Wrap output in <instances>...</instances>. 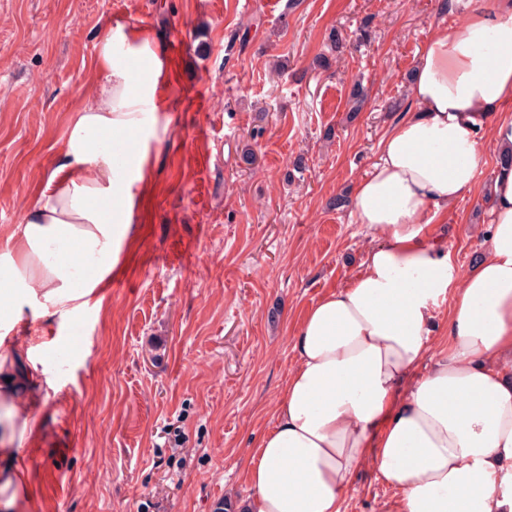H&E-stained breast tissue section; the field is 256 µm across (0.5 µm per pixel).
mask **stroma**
Masks as SVG:
<instances>
[{
    "instance_id": "1",
    "label": "stroma",
    "mask_w": 512,
    "mask_h": 512,
    "mask_svg": "<svg viewBox=\"0 0 512 512\" xmlns=\"http://www.w3.org/2000/svg\"><path fill=\"white\" fill-rule=\"evenodd\" d=\"M463 17L457 0H0V252L97 94L98 30L183 49L166 131L142 137L152 165L134 238L76 355L46 368L56 394L32 406L44 425L24 447L23 512H219L252 495L249 455L275 423L294 332L372 244L332 203L408 105L422 44ZM480 146L479 190L431 235L463 271L485 252L497 169L490 132ZM392 498L367 463L343 512H387Z\"/></svg>"
}]
</instances>
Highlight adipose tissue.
Instances as JSON below:
<instances>
[{"label":"adipose tissue","mask_w":512,"mask_h":512,"mask_svg":"<svg viewBox=\"0 0 512 512\" xmlns=\"http://www.w3.org/2000/svg\"><path fill=\"white\" fill-rule=\"evenodd\" d=\"M437 27L410 77L409 105L380 143L352 205L378 241L343 288L318 300L292 339L273 429L251 456L242 512H342L374 459L389 512H512V166L491 188L488 248L466 273L429 243L431 226L478 184L479 135L512 152V0H466ZM130 41L128 61L114 53ZM97 95L73 112L67 148L0 254V512L29 494L24 453L49 398L41 337L13 341L26 314L69 320L108 287L150 159L117 177L108 144L134 141L167 108L163 46L104 27ZM448 340L428 372L435 314Z\"/></svg>","instance_id":"obj_1"}]
</instances>
